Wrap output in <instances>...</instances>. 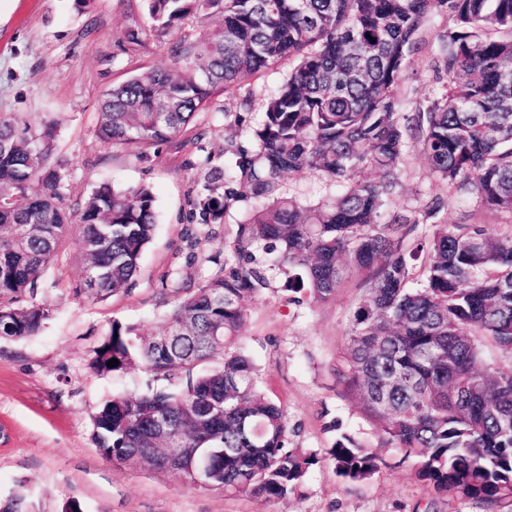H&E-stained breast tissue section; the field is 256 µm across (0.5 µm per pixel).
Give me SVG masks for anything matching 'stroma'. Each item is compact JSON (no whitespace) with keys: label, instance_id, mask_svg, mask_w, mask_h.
<instances>
[{"label":"stroma","instance_id":"obj_1","mask_svg":"<svg viewBox=\"0 0 512 512\" xmlns=\"http://www.w3.org/2000/svg\"><path fill=\"white\" fill-rule=\"evenodd\" d=\"M131 30L140 44L127 42ZM171 40L152 30L142 0H93L86 10L74 0H0V113L36 126L56 122L66 204L109 180L150 188L158 213L156 234L127 293L95 301L74 296L83 270L81 241L71 237L39 293L56 306L52 320L38 335L0 340V503L21 490L28 512H62L71 501L82 512H479L416 480L410 463L384 446L378 426L346 394L336 369L346 350L350 309L364 286L357 275L333 300L315 304L288 294L285 275L271 273L249 305L241 334L261 388L297 428L293 446L322 451L335 438L351 436L384 461L372 480L347 482L325 461L311 468L299 495L267 501L193 487L168 472L116 466L100 455L91 440L93 412L113 393L141 390L146 375L138 365L96 374L89 368L92 350L115 321L154 332L186 288L236 264L231 245L254 199L234 203L220 224L203 226L190 214L210 170L226 167L237 147L251 146L250 130L262 119L265 99L293 69L284 61L215 95L170 141L144 148L101 142L95 126L103 93L166 67ZM407 74L402 96L408 103L441 88L432 54L411 57ZM400 179L397 205L405 210L445 193L417 144L405 154ZM441 216L450 224L512 232V216L472 200L449 204Z\"/></svg>","mask_w":512,"mask_h":512}]
</instances>
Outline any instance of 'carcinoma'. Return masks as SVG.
Returning <instances> with one entry per match:
<instances>
[{
	"label": "carcinoma",
	"mask_w": 512,
	"mask_h": 512,
	"mask_svg": "<svg viewBox=\"0 0 512 512\" xmlns=\"http://www.w3.org/2000/svg\"><path fill=\"white\" fill-rule=\"evenodd\" d=\"M168 34L195 18L207 37L169 43L167 67L135 75L102 100L96 136L143 147L179 135L220 89L239 87L288 58L296 65L266 100L254 149L212 171L194 204L221 224L243 195L262 200L237 224L242 264L190 291L143 337L112 321L93 349L97 374L140 364L156 386L114 394L92 415V439L114 464L137 468L169 441L185 452L176 473L204 472L205 488L266 500L299 493L319 453L290 446L287 411L260 388L242 346L249 303L287 275L286 291L326 303L351 276L368 284L355 303L338 370L346 391L412 460L415 478L440 497L481 512H512V234L445 224L437 196L410 219L390 209L410 144L422 146L448 199H475L512 216V0H144ZM436 14L435 71L447 82L406 110L399 89L408 60L426 46ZM376 42H371V39ZM55 127L0 115V339L35 336L55 305L37 299L66 242L82 244V283L96 300L128 291L157 226L146 188L94 186L70 207ZM360 168L365 180H354ZM312 172L329 195L305 204L282 191L285 175ZM387 214L385 223L378 222ZM424 225V240L406 238ZM272 264H255V252ZM422 280L409 287L414 262ZM111 359L115 367L107 366ZM353 483L382 464L375 449L337 439L324 457Z\"/></svg>",
	"instance_id": "obj_1"
}]
</instances>
